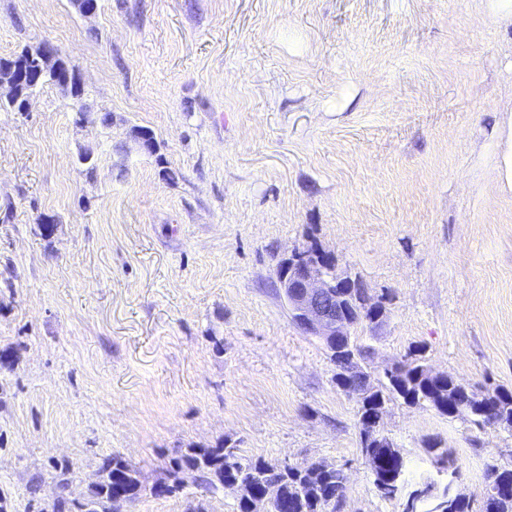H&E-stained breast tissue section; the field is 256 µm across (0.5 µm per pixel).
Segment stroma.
Here are the masks:
<instances>
[{"label":"stroma","instance_id":"obj_1","mask_svg":"<svg viewBox=\"0 0 512 512\" xmlns=\"http://www.w3.org/2000/svg\"><path fill=\"white\" fill-rule=\"evenodd\" d=\"M43 42L112 122L77 124L49 84L0 110V512L87 497L111 454L149 487L221 440L336 465L344 512H402L437 476L433 439L480 507L488 469L512 468V428L391 398L402 493L381 497L357 402L275 267L314 239L366 282L386 307L354 331L372 371L417 349L512 390V26L491 0H0L1 58ZM191 503L238 510L190 482L127 512Z\"/></svg>","mask_w":512,"mask_h":512}]
</instances>
